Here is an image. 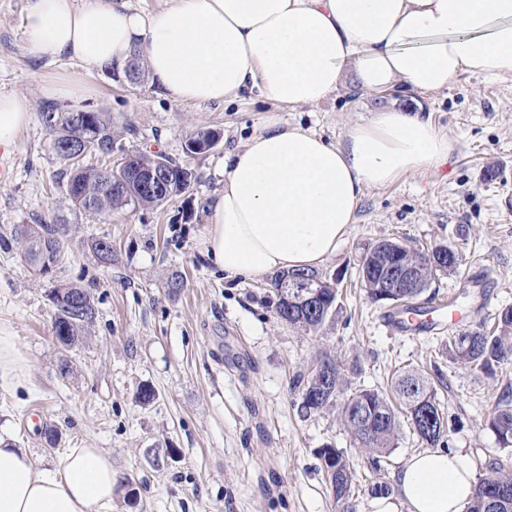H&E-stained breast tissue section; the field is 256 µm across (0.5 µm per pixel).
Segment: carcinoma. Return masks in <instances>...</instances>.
<instances>
[{
    "instance_id": "cac0c4a2",
    "label": "carcinoma",
    "mask_w": 512,
    "mask_h": 512,
    "mask_svg": "<svg viewBox=\"0 0 512 512\" xmlns=\"http://www.w3.org/2000/svg\"><path fill=\"white\" fill-rule=\"evenodd\" d=\"M52 135V148L66 165L67 193L72 203L91 213L110 212L114 209L159 207L184 193L191 180L185 167L163 154L137 152L123 169L113 167H87L68 143L71 128L67 113L49 107L43 113ZM95 132L96 142L90 143L86 154L112 156V144L117 141L112 132V122L99 112H87ZM168 164L172 176L167 190L153 194L138 189L140 175L155 169L159 162ZM64 224H36L23 238L21 257L33 263L40 250L45 251L50 267H57L64 256ZM89 249L97 260L112 263V244L93 240ZM390 252L374 254V259L359 264L368 296L375 302L389 303L414 316L422 313L417 304L426 292L424 288H380L378 281L382 269L392 260ZM323 288L313 312L285 310L282 301L275 303L277 317L292 326L308 332H319L336 321L341 308L339 289L333 276L320 274ZM65 295L55 292L52 304L55 309L53 324L57 333H65L63 348L81 344L95 318V308L90 293L80 284L66 283ZM448 360L472 370L492 376L502 365L512 361V306L503 308L497 316L496 331L489 332L479 324L472 329L448 337L445 343ZM348 378L342 364L325 352L314 359L310 367L298 372L292 385L298 391L297 413L306 418L336 406L340 419L357 447L363 449L371 460L376 478L368 485V494L387 498L393 489L383 476V459L390 456L397 446L400 415H405L413 433L427 445L450 447L447 440L449 426L434 383L421 371L405 367L390 380V393L380 390L359 389L345 393ZM486 426L496 435L504 448L512 447V400L498 399ZM321 469L336 501L339 512H356V489L359 479L348 458L338 448H321L317 451ZM463 512H512V464L500 459L492 460L485 475L478 478L473 497Z\"/></svg>"
}]
</instances>
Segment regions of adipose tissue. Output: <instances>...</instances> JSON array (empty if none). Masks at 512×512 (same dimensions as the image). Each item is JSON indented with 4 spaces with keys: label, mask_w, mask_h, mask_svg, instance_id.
Segmentation results:
<instances>
[{
    "label": "adipose tissue",
    "mask_w": 512,
    "mask_h": 512,
    "mask_svg": "<svg viewBox=\"0 0 512 512\" xmlns=\"http://www.w3.org/2000/svg\"><path fill=\"white\" fill-rule=\"evenodd\" d=\"M30 57L98 67L140 53L173 102L243 93L279 109L318 105L352 82L436 93L465 73L512 74V0H29ZM31 120L0 92V146ZM447 137L422 113L386 107L343 142L269 117L224 159L204 249L226 278L313 268L335 253L366 189L443 162ZM410 512H462L474 470L460 452L411 457L395 475ZM118 476L102 448H71L50 468L0 437V512H109Z\"/></svg>",
    "instance_id": "1"
}]
</instances>
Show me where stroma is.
I'll list each match as a JSON object with an SVG mask.
<instances>
[{
  "mask_svg": "<svg viewBox=\"0 0 512 512\" xmlns=\"http://www.w3.org/2000/svg\"><path fill=\"white\" fill-rule=\"evenodd\" d=\"M27 4L0 0V91L32 106L9 151L14 172L0 180V330L22 362L16 382L0 381L1 436L42 466L70 448L108 450L121 476L112 512H336L316 452L338 448L362 485L358 512H375L368 458L353 447L337 409L302 418L293 405V376L329 352L358 362L356 390L384 386L405 366L441 378L451 448L478 469L502 457L483 422L500 396L512 395V365L490 378L448 361L447 324L417 336L389 328L388 305L371 302L360 285L359 261L381 240L452 245L461 265L439 277L421 305L454 301L464 330L493 325L512 305V74H463L430 94L399 84L382 102L344 87L325 104L282 112L247 94L175 103L149 80L121 86L74 59L31 60ZM61 80L85 91L57 102V110L104 113L126 149L191 169L190 188L157 208L90 213L74 206L42 113L50 103L44 87ZM382 103L428 116L451 143L448 160L366 190L348 236L320 266L344 273L335 323L315 334L291 327L275 314L269 277L226 279L204 251L207 203L222 188L218 170L272 112L337 143ZM200 129L219 132L220 142L187 154V139ZM490 166L498 178H487ZM40 222L68 228L63 260L48 277L34 274L15 243ZM98 238L111 243V263L89 250ZM174 273L184 286L173 295L165 282ZM70 281L87 288L96 317L84 341L66 350L52 337L50 292ZM144 386L155 391L147 405L137 399ZM50 429L52 448L44 436Z\"/></svg>",
  "mask_w": 512,
  "mask_h": 512,
  "instance_id": "obj_1",
  "label": "stroma"
}]
</instances>
